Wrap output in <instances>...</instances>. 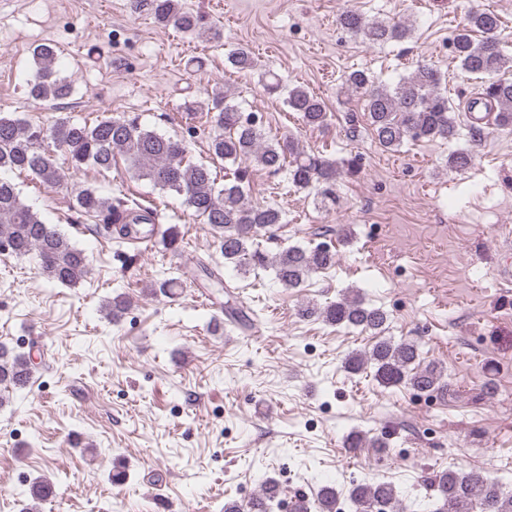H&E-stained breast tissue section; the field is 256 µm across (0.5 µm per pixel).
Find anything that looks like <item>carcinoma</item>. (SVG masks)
I'll use <instances>...</instances> for the list:
<instances>
[{
  "label": "carcinoma",
  "instance_id": "cac0c4a2",
  "mask_svg": "<svg viewBox=\"0 0 512 512\" xmlns=\"http://www.w3.org/2000/svg\"><path fill=\"white\" fill-rule=\"evenodd\" d=\"M136 8L150 15L160 25L175 24L184 32L203 40L219 37L216 27L201 12L185 10L179 0H136ZM340 25L368 44L401 41L410 29L403 23L369 19L352 10L340 14ZM500 18L491 10H471L466 23L452 38V53L462 71L479 81L474 100L488 107L493 125L512 129V80L485 82V77L512 68V57L504 54L497 31ZM56 47L41 43L33 47L34 69L27 82V95L36 102L56 103L69 98L72 84L56 69ZM236 69L253 67L248 49L239 47L227 57ZM443 76L426 63H419L395 84L375 81L364 70L344 76L350 93L362 96L367 122L374 139L386 151H397L404 142L453 141L459 131L463 113L441 90ZM270 94H286L284 103L300 114L304 125L322 128L328 125L329 113L324 102L302 86H289L273 72L261 75ZM238 92L227 85H217L208 94L207 112L213 114V134L209 152L229 161L236 168L224 174L223 187H217V174L204 163L186 159L187 149L180 139L159 134L142 125L136 116L104 117L89 124L85 121L57 119L47 127L34 126L12 114L0 113V170L29 173L48 187L62 181L57 157L42 146L52 140L56 151L65 156L70 167L109 170L115 155L125 157L133 175L149 180L162 191L184 196L186 205L202 223L209 226L220 243L224 263L246 275L270 269L285 288H299L313 273L337 264V254L326 245H293L271 254L261 243L263 233L284 223V213L271 205L249 201L248 169L260 167L270 173L284 172L300 189H315L322 200L332 197L341 169L336 160L321 153H308L291 137L270 138L244 114L237 102ZM474 155L458 148L448 155V168H470ZM81 215L91 217L124 238L136 224L149 225V234L171 253L181 249L179 227L155 222L154 212L138 203L111 200L93 187L80 188L73 202ZM0 251L19 257L36 254L42 274L48 281L74 287L87 273V257L58 229L42 220L21 197L15 185L0 178ZM303 317L314 318L336 329L368 333L376 338L371 348L356 351L346 358L344 368L352 374H366L385 389L404 386L419 394L448 393L444 369L438 363H424L418 344L395 341L383 336L388 316L379 307L368 304L358 292L347 291L341 298L322 306L307 304L300 310ZM33 373L31 355L13 353L0 346V390L27 388ZM369 443L386 448L379 437L355 433L349 447ZM509 480L486 479L473 473L448 469L423 479L422 486L431 501L429 512H512V492L505 490ZM53 493L47 480L33 481L25 491L32 502ZM279 494L275 480L262 481L261 493L248 503H227L224 512H273ZM347 512H412L388 483L361 482L340 498L336 488L323 485L314 503L305 499L295 502L291 512H336L338 502Z\"/></svg>",
  "mask_w": 512,
  "mask_h": 512
}]
</instances>
